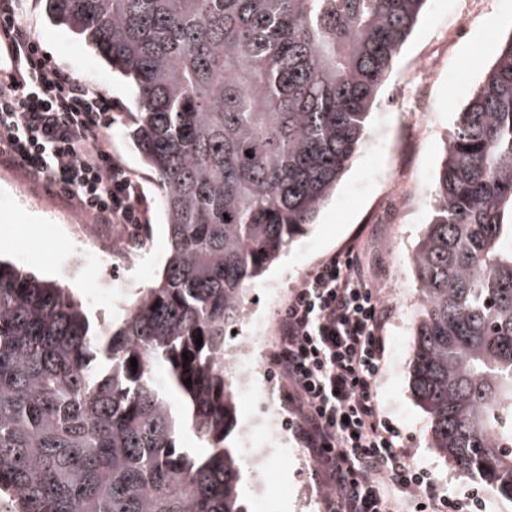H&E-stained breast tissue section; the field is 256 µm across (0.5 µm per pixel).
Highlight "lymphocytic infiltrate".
Listing matches in <instances>:
<instances>
[{
  "instance_id": "1",
  "label": "lymphocytic infiltrate",
  "mask_w": 512,
  "mask_h": 512,
  "mask_svg": "<svg viewBox=\"0 0 512 512\" xmlns=\"http://www.w3.org/2000/svg\"><path fill=\"white\" fill-rule=\"evenodd\" d=\"M6 38L22 56L0 75V157L53 186L94 223L123 225L141 239L147 201L112 156L103 131L112 100L59 69L35 40L26 0H0ZM391 309L370 287L355 249L320 261L278 313L272 362L283 380L288 425L308 448L335 512H484V492L444 491L410 463L382 413L376 383L385 363Z\"/></svg>"
}]
</instances>
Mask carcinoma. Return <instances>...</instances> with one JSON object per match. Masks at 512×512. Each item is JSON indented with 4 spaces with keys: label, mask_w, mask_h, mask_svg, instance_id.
I'll return each instance as SVG.
<instances>
[{
    "label": "carcinoma",
    "mask_w": 512,
    "mask_h": 512,
    "mask_svg": "<svg viewBox=\"0 0 512 512\" xmlns=\"http://www.w3.org/2000/svg\"><path fill=\"white\" fill-rule=\"evenodd\" d=\"M424 4L45 0L130 79L131 136L170 255L121 322L96 331L67 289L0 261L9 512H243L225 446L236 411L225 338L246 289L336 189ZM432 195L411 254L409 387L430 447L512 498V34L458 114ZM158 363L185 400L180 420ZM185 429L206 455L180 446Z\"/></svg>",
    "instance_id": "cac0c4a2"
}]
</instances>
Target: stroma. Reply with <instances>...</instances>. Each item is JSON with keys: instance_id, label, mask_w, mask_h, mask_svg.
Masks as SVG:
<instances>
[{"instance_id": "35a3bbf8", "label": "stroma", "mask_w": 512, "mask_h": 512, "mask_svg": "<svg viewBox=\"0 0 512 512\" xmlns=\"http://www.w3.org/2000/svg\"><path fill=\"white\" fill-rule=\"evenodd\" d=\"M32 30L55 65L78 80L96 85L115 105L113 122L105 129L112 153L139 181L148 204L151 262L145 272L130 269L131 287L113 288L93 297L105 280L106 268L79 262L76 227L90 223L88 214L48 186L31 183L21 169L0 159V259L24 268L41 280L70 288L94 321H120L136 290L150 285L162 272L169 242L159 191L153 174L127 136L134 121L131 90L125 79L75 37L52 24L43 0H30ZM465 35L451 41L449 33ZM512 34V0H426L419 19L387 77L366 134L315 224L298 236L247 292L246 317L226 337V348L241 338L263 332L274 338L277 314L288 293L331 253L355 246L371 287L381 289L391 307L386 326V366L377 382V401L400 432L399 445L410 461L430 471L449 490L477 485L457 463L429 445L426 413L408 384L412 358L411 329L419 311L417 279L409 255L428 218V205L444 147L457 116L492 65L501 39ZM436 55L438 69L423 76L418 60ZM407 181L412 197L395 214L388 172ZM274 291H267V284ZM237 423L226 444L241 463L239 495L247 512H256L265 496L269 512H329L307 449L289 438L267 462L256 461L243 444V428L265 413L267 399L259 393L236 392Z\"/></svg>"}]
</instances>
